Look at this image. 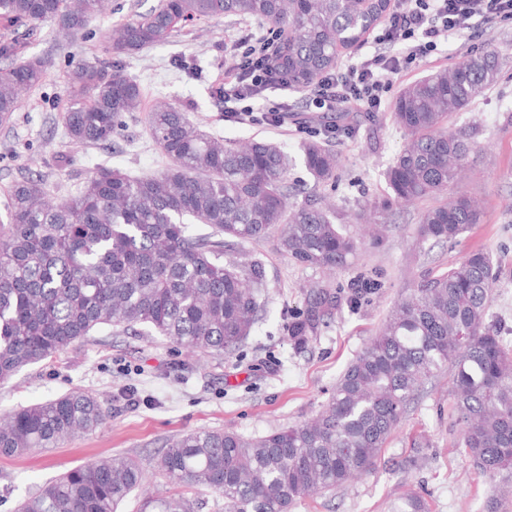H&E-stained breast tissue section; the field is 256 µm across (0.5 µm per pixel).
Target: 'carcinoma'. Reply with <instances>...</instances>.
<instances>
[{"label":"carcinoma","instance_id":"carcinoma-1","mask_svg":"<svg viewBox=\"0 0 512 512\" xmlns=\"http://www.w3.org/2000/svg\"><path fill=\"white\" fill-rule=\"evenodd\" d=\"M104 0H0V19L51 22L79 32ZM391 11V0H161L149 13L115 26L107 50L120 57L167 42L178 23L255 18L277 34L269 53L275 85L307 89L336 69ZM18 42L0 41V124L46 77L40 59L18 58ZM114 69L78 63L68 75L62 115L70 142L106 145L122 118L139 109L138 82ZM498 53H468L451 70L405 86L392 119L409 135L385 171L378 213L448 193L472 143L445 127L497 83ZM170 164L147 177L100 166L84 185L52 202L44 180L10 188L0 224V381L55 358L104 326L147 333L211 356H231L261 315L265 283L259 259L224 262L238 245L279 230L280 249L303 267L341 270L360 241L336 212L298 205L289 160L268 141L226 145L181 108L160 101L147 116ZM316 184L336 181L339 158L324 142L302 144ZM478 205L457 194L420 217L418 238L455 240L480 221ZM213 233L200 237L191 225ZM497 276L489 255L472 253L414 288L336 382L310 422L249 439L200 429L170 440L158 469L176 488L224 499V512H290L303 497L332 492L376 469L388 438L415 396L451 368L452 409L461 447L483 472L512 468V349L486 322ZM375 294L359 278L338 290L316 288L288 320V339L308 348L330 324L338 301L356 309ZM109 417L80 391L20 407L0 418V455L53 448ZM144 476L140 464L112 456L68 470L21 502L17 512H117ZM152 512H198L183 493L149 500Z\"/></svg>","mask_w":512,"mask_h":512}]
</instances>
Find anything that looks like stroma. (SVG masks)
<instances>
[{
	"instance_id": "obj_1",
	"label": "stroma",
	"mask_w": 512,
	"mask_h": 512,
	"mask_svg": "<svg viewBox=\"0 0 512 512\" xmlns=\"http://www.w3.org/2000/svg\"><path fill=\"white\" fill-rule=\"evenodd\" d=\"M159 0H112L110 11L90 19L85 30L68 36L49 23H0V40L15 39L27 57L48 62L44 81L32 89L9 125H0V216L18 181L42 178L54 197L82 185L98 166L134 176L162 171L167 158L153 140L147 114L158 99L188 112L210 134L234 144L263 138L290 160L289 181L297 203L334 205L346 229L364 244L338 272L302 267L279 251L277 232L242 244L244 253L265 268L264 313L230 357L193 353L159 336L118 333L105 327L88 341L73 344L51 360L30 365L0 383V414L81 390L97 396L109 411L95 432L55 448H34L16 457L0 456V512L18 504L67 470L87 461L125 454L136 458L144 482L118 512H145L149 497L171 486L157 468L167 441L198 429L231 430L247 438L301 423L328 401L338 376L364 350L394 306L423 279L446 271L467 254L491 255L498 280L489 311L512 343V21L482 24L449 39L394 76L379 112H323L308 92L274 88L252 99L254 107L284 103L287 121L279 126L230 122L214 95L224 82L239 42L266 34L258 19H202L179 26L166 43L123 57L122 72L142 89L140 111L125 115V126L108 148L72 144L61 122L67 74L76 63L107 61L111 28L148 12ZM494 47L501 61L497 84L482 90L463 111L452 113L448 128L466 130L473 149L451 193L476 199L480 223L456 240L419 247L422 213L437 206L431 197L398 209L383 227L365 223L375 201L388 191L384 171L408 135L390 118L400 90L434 71L455 67L465 52ZM336 124L328 137L340 161L335 183L314 185L300 160L303 141ZM381 233L373 245V233ZM380 284L358 311L340 306L328 328L305 352L288 340L289 312L303 306L307 288H333L358 275ZM461 431L452 413L451 380L442 373L414 400L384 448L377 469L331 493L312 494L290 512H402L415 494L429 512H512V470L486 474L466 452L456 450Z\"/></svg>"
}]
</instances>
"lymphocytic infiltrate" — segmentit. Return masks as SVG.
I'll list each match as a JSON object with an SVG mask.
<instances>
[{
	"label": "lymphocytic infiltrate",
	"instance_id": "f902f5d3",
	"mask_svg": "<svg viewBox=\"0 0 512 512\" xmlns=\"http://www.w3.org/2000/svg\"><path fill=\"white\" fill-rule=\"evenodd\" d=\"M497 19L512 20V0H396L371 50L360 61L321 79L311 89L310 99L324 112L347 105L378 111L392 75L436 51L449 37ZM275 39L270 31L242 42L233 65L224 73L226 118L252 124L285 118L282 107L257 109L249 104L256 93L271 86L264 59Z\"/></svg>",
	"mask_w": 512,
	"mask_h": 512
}]
</instances>
